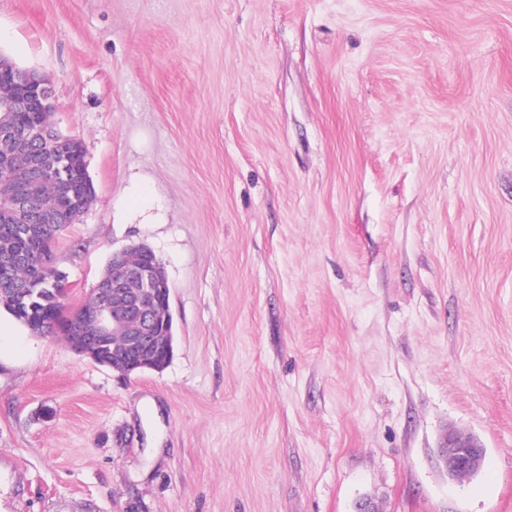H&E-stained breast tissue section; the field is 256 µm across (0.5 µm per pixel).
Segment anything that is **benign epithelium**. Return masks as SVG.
I'll use <instances>...</instances> for the list:
<instances>
[{
	"mask_svg": "<svg viewBox=\"0 0 512 512\" xmlns=\"http://www.w3.org/2000/svg\"><path fill=\"white\" fill-rule=\"evenodd\" d=\"M54 106L46 79L23 70L0 55V112H36L37 120L24 129L0 122V143L15 144L16 152L0 156V169L9 174L8 192L0 194V222L12 225L21 245L0 252V299H13L14 306L32 308L45 301L47 287L70 294L65 273L50 267L51 279L35 277L27 288H16L14 270L24 264H39L44 252L40 240L64 228L63 217L71 213L78 221L85 214V196L93 192L87 165L80 166V198L68 210L60 203L43 202L31 192V183L47 176L59 187V194L70 192L71 159L85 161L81 141L62 134L52 121ZM54 164H43L46 154ZM144 257L138 266L126 264L128 254ZM112 277H101L93 288L98 298L94 308H73L65 327V338L72 351L122 375L145 370L159 371L173 355V318L170 287L164 266L147 244L134 243L112 253ZM483 446L471 435L448 430L441 443L440 457L448 478L472 477L480 469Z\"/></svg>",
	"mask_w": 512,
	"mask_h": 512,
	"instance_id": "1",
	"label": "benign epithelium"
}]
</instances>
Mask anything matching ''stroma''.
<instances>
[{
    "mask_svg": "<svg viewBox=\"0 0 512 512\" xmlns=\"http://www.w3.org/2000/svg\"><path fill=\"white\" fill-rule=\"evenodd\" d=\"M0 54L85 148L70 306L143 242L175 336L0 313V512H512V0H0ZM440 457L448 469V477L459 480L475 476L484 456L483 446L471 435L448 429L440 446Z\"/></svg>",
    "mask_w": 512,
    "mask_h": 512,
    "instance_id": "35a3bbf8",
    "label": "stroma"
}]
</instances>
